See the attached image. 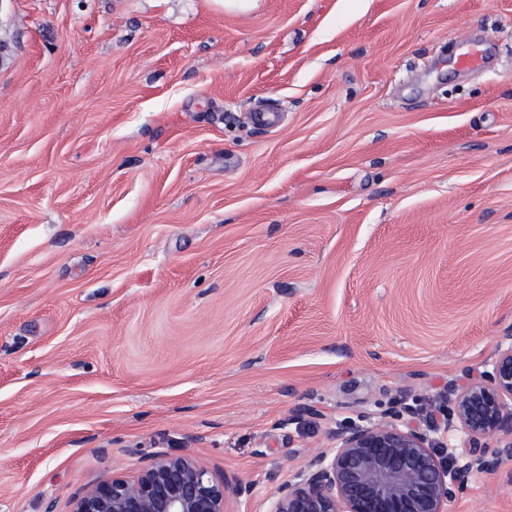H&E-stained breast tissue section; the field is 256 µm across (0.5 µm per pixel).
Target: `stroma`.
<instances>
[{"label": "stroma", "mask_w": 512, "mask_h": 512, "mask_svg": "<svg viewBox=\"0 0 512 512\" xmlns=\"http://www.w3.org/2000/svg\"><path fill=\"white\" fill-rule=\"evenodd\" d=\"M0 35V512L164 454L267 512L512 333V0H0ZM448 512H512V464Z\"/></svg>", "instance_id": "35a3bbf8"}]
</instances>
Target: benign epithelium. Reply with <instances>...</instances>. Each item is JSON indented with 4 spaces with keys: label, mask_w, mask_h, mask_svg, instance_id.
I'll return each mask as SVG.
<instances>
[{
    "label": "benign epithelium",
    "mask_w": 512,
    "mask_h": 512,
    "mask_svg": "<svg viewBox=\"0 0 512 512\" xmlns=\"http://www.w3.org/2000/svg\"><path fill=\"white\" fill-rule=\"evenodd\" d=\"M460 431L465 448L448 436ZM332 446L279 485L268 512H448L477 473L512 460V334L478 377L448 381L433 403L395 395L376 417L343 422ZM253 485L217 481L189 455H163L132 479H105L74 512H226Z\"/></svg>",
    "instance_id": "7a95c632"
}]
</instances>
